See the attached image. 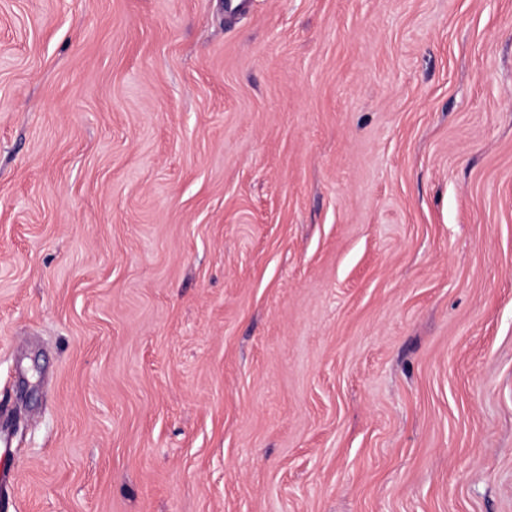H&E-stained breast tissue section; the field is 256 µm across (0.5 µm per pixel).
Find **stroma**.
Listing matches in <instances>:
<instances>
[{
  "mask_svg": "<svg viewBox=\"0 0 512 512\" xmlns=\"http://www.w3.org/2000/svg\"><path fill=\"white\" fill-rule=\"evenodd\" d=\"M0 512H512V0H0Z\"/></svg>",
  "mask_w": 512,
  "mask_h": 512,
  "instance_id": "1",
  "label": "stroma"
}]
</instances>
